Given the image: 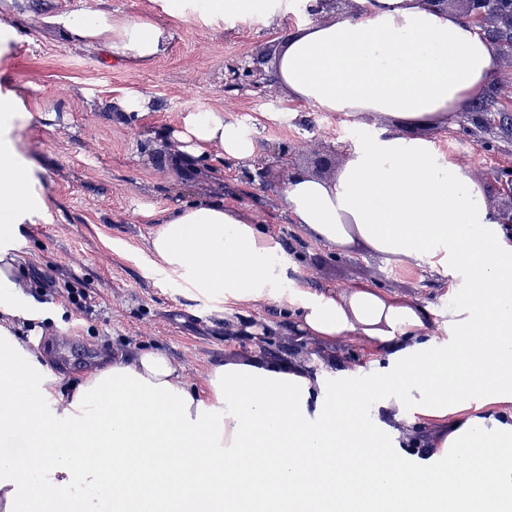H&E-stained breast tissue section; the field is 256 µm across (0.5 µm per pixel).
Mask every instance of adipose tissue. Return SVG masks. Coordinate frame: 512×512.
Instances as JSON below:
<instances>
[{
  "label": "adipose tissue",
  "mask_w": 512,
  "mask_h": 512,
  "mask_svg": "<svg viewBox=\"0 0 512 512\" xmlns=\"http://www.w3.org/2000/svg\"><path fill=\"white\" fill-rule=\"evenodd\" d=\"M280 3L167 8L272 23ZM52 22L135 64L170 37L101 9ZM494 69L477 27L426 0H375L286 34L274 73L288 97L396 122L353 147L335 179L295 173L284 190L294 223L335 248L358 241L389 262L447 267L453 304L437 336L427 308L371 286L286 288L274 235L220 201L173 207L150 241L163 267L288 320V352L225 355L202 395L151 349L90 370L65 398L15 335L33 300L7 241L45 202L12 137L22 101L0 96V436L27 442L0 454V512H512V245L493 185L411 134L469 111ZM172 140L187 162L256 153L219 112L188 114ZM352 338L387 349V366L360 380L335 368Z\"/></svg>",
  "instance_id": "obj_1"
}]
</instances>
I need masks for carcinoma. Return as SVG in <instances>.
Masks as SVG:
<instances>
[{
	"label": "carcinoma",
	"instance_id": "obj_1",
	"mask_svg": "<svg viewBox=\"0 0 512 512\" xmlns=\"http://www.w3.org/2000/svg\"><path fill=\"white\" fill-rule=\"evenodd\" d=\"M429 4L454 10L475 23L493 45L499 66L512 69V0H429ZM511 98L512 86L508 82L492 83L472 108L475 128L482 132L497 128L506 135L512 134V109L504 106Z\"/></svg>",
	"mask_w": 512,
	"mask_h": 512
}]
</instances>
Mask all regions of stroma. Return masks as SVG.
Here are the masks:
<instances>
[{"mask_svg":"<svg viewBox=\"0 0 512 512\" xmlns=\"http://www.w3.org/2000/svg\"><path fill=\"white\" fill-rule=\"evenodd\" d=\"M86 8L113 18L150 17L169 28L165 50L135 66L102 50L81 47L51 24V16ZM311 19L295 5L277 24L260 18L173 16L165 0H0V25L17 37L0 52V94H17L29 115L13 137L33 165L45 213L19 225L12 246L25 291L43 321L18 319L22 340L70 392L89 369L111 364L132 349L158 348L203 386L209 367L230 352L282 351L287 321L274 305L234 304L176 285L150 250L155 230L142 216L199 199H222L282 242L289 284L319 290L368 284L430 311L432 325L448 306V272L425 264L386 262L365 247H329L305 236L283 203L286 181L246 179L240 165L219 160L200 176L173 160L169 135L190 112H220L255 139L257 159L280 153L300 170L335 179L338 161L355 141L379 127L355 115L322 112L281 91L224 88L227 64L252 61L274 49L283 34ZM148 96L147 112H116L124 94ZM435 148L493 184L495 202L512 212V139L475 132L470 113L425 129ZM358 138V139H359ZM85 291L91 307L77 309L68 291Z\"/></svg>","mask_w":512,"mask_h":512,"instance_id":"obj_1","label":"stroma"}]
</instances>
